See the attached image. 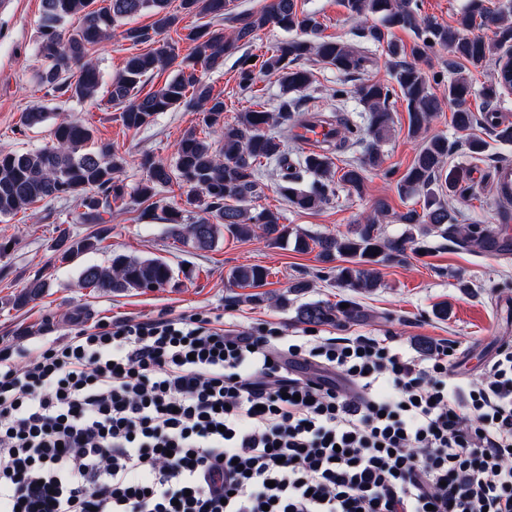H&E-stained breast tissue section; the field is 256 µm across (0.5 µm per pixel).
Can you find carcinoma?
Wrapping results in <instances>:
<instances>
[{"mask_svg":"<svg viewBox=\"0 0 512 512\" xmlns=\"http://www.w3.org/2000/svg\"><path fill=\"white\" fill-rule=\"evenodd\" d=\"M485 0H468L456 24L432 22L418 13L413 0H342L350 19L363 24L361 37L386 45L394 84L361 79L352 93L369 113L366 135L369 142L361 159L339 169L330 156L357 133L350 122L334 113L311 114L300 97H285L278 111L250 110L238 115L232 124L224 122V93L214 92L202 80V73L224 67V55L240 42L251 41L255 34L276 27L293 37L276 45L271 52L258 56L257 62L243 60L239 86L251 90L260 75L278 74L288 91L310 86L309 73L296 66L297 61L315 56L344 75H359L368 57L353 47L321 36V22L316 14L298 6V0H270L262 9L224 17L226 0H180L179 9L169 10L170 0H42V23L38 54L47 66L37 73V81L57 99L94 102L100 86V72L89 57L91 48L112 39L123 21L148 12L153 22L145 26L122 28V39L152 48L127 58L124 68L106 90L105 104L120 111L125 128L139 130L149 125L160 112L187 110L201 115L207 132L220 133L213 142L190 129L176 143L173 160L165 162L149 154L140 159L145 177L131 190L118 174L126 160L110 143L94 142L93 130L80 120H63L51 130V143L27 152H0V217L14 216L28 206L46 200H80L85 224H103V214L112 211V203L142 205L157 196L159 190L177 182L185 198L179 207L164 211L168 232L178 241L190 242L200 250L212 248L223 233L247 239L262 232L266 240L277 244L288 233L281 214L268 208L256 210L253 202L260 193L262 163L276 161L284 170L285 185L280 187L288 204L304 211H317L335 195L336 185L362 194L365 172L381 165V144L390 135L393 118L390 98L400 93L409 115V133L419 135L440 109V99L423 68L400 59L402 50L388 39V30L402 28L422 36L412 53L419 61L429 58L433 46L448 48L457 58L473 67L499 61L505 49L512 47V0H498L494 8ZM182 14L210 18L191 28L185 40L192 44L189 54L181 57L174 44L157 36L176 27ZM380 16L381 25H364L371 16ZM235 23L231 33L212 23L214 19ZM495 28L489 41L471 36L477 26ZM171 69L173 77L157 90L142 93L147 76ZM507 85L494 79L484 86L481 97L488 106L496 102ZM473 95L472 83L459 71L448 80L445 99L455 107L453 122L457 130L487 124L495 137L512 141V125L491 121L489 112H474L468 106ZM49 113L38 108L22 113L20 126L32 128L44 123ZM335 124L332 139L322 153H307L297 161L299 170L288 162L286 141L271 132L275 126L288 130L310 121ZM450 146L442 136L425 138L412 164L397 183L398 193L417 197L421 209L412 208L400 216L407 229L397 238L383 233L386 204L381 202L375 214L343 234L308 239L296 237L297 248L318 250L324 261L339 259L343 265L336 278L354 292H369L382 285L378 266L404 255L416 236L436 234L465 250L483 249L488 244L487 230L481 224H461L448 206V197L465 196L471 186L460 170H444ZM312 178L309 188L298 187L301 174ZM199 213L198 219L185 223L184 214ZM99 237L88 235L75 239L62 229L55 240L61 259H73L97 249ZM268 275L260 265H242L232 269L229 281L239 287H255ZM174 281L172 269L158 258H139L114 254L109 265H87L80 270L79 287L103 292L150 291ZM50 288V275L29 281L13 298V305H25ZM360 317L350 304L311 303L300 307L297 319L304 323H339Z\"/></svg>","mask_w":512,"mask_h":512,"instance_id":"1","label":"carcinoma"}]
</instances>
